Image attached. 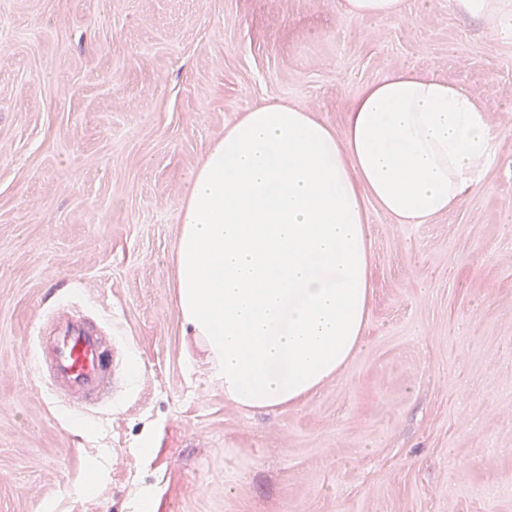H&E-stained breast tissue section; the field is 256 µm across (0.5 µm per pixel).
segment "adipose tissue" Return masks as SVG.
<instances>
[{"label": "adipose tissue", "mask_w": 512, "mask_h": 512, "mask_svg": "<svg viewBox=\"0 0 512 512\" xmlns=\"http://www.w3.org/2000/svg\"><path fill=\"white\" fill-rule=\"evenodd\" d=\"M512 38V0H454ZM495 151L485 107L458 84L398 70L365 85L342 130L268 103L208 149L171 257L184 335L245 411L293 407L362 344L373 293L367 204L400 224L448 213Z\"/></svg>", "instance_id": "1"}]
</instances>
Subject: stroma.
<instances>
[{"label":"stroma","instance_id":"35a3bbf8","mask_svg":"<svg viewBox=\"0 0 512 512\" xmlns=\"http://www.w3.org/2000/svg\"><path fill=\"white\" fill-rule=\"evenodd\" d=\"M452 0L391 19L344 0H0V512H512V40ZM410 69L469 89L495 155L424 224L369 208L367 335L298 406L211 384L172 286L184 197L243 112L342 129ZM112 324L110 403L53 404L37 320ZM103 475L89 483L88 473Z\"/></svg>","mask_w":512,"mask_h":512}]
</instances>
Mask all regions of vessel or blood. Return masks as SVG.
<instances>
[{"instance_id": "1", "label": "vessel or blood", "mask_w": 512, "mask_h": 512, "mask_svg": "<svg viewBox=\"0 0 512 512\" xmlns=\"http://www.w3.org/2000/svg\"><path fill=\"white\" fill-rule=\"evenodd\" d=\"M35 370L52 396L66 406L90 411L112 399V336L91 315L63 306L38 326Z\"/></svg>"}]
</instances>
